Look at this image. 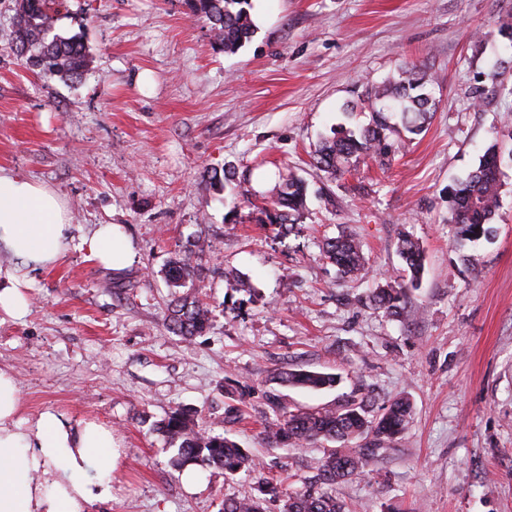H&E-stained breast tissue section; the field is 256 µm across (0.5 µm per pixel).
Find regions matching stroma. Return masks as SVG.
<instances>
[{
    "label": "stroma",
    "mask_w": 512,
    "mask_h": 512,
    "mask_svg": "<svg viewBox=\"0 0 512 512\" xmlns=\"http://www.w3.org/2000/svg\"><path fill=\"white\" fill-rule=\"evenodd\" d=\"M252 4L257 31L228 56L185 0H64L56 33L82 35L93 57L66 84L12 51L16 0H0V170L54 189L71 216L61 262L26 273L28 315L0 321V368L15 376L27 417L51 409L111 427L112 500L93 512H220L262 479L298 489L325 445L268 443L278 406L364 398L378 414L400 397L409 428L337 484V499L351 512H512V165L491 240L456 249L448 208L492 127L512 118L510 95L470 99L475 73L512 58L497 33L512 0ZM408 61L437 79L427 130L390 165L363 162L327 181L312 159L320 137L343 121V104ZM227 163L236 208L206 176ZM287 168L310 184L289 232L258 211ZM101 224L121 225L131 266L90 257L84 241ZM342 230L362 246V277L339 278L322 254ZM404 232L425 269L393 316L370 296L399 282ZM188 250L201 277L184 289L205 294L210 310L190 341L165 322L175 293L165 272ZM298 369L341 381L278 383ZM178 407L198 409L203 428L248 449L258 468L205 470L185 486L155 428Z\"/></svg>",
    "instance_id": "obj_1"
}]
</instances>
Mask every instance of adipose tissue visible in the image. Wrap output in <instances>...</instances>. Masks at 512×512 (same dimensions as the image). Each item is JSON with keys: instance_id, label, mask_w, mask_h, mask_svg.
<instances>
[{"instance_id": "obj_1", "label": "adipose tissue", "mask_w": 512, "mask_h": 512, "mask_svg": "<svg viewBox=\"0 0 512 512\" xmlns=\"http://www.w3.org/2000/svg\"><path fill=\"white\" fill-rule=\"evenodd\" d=\"M70 226L58 193L0 171V250L17 259L18 268L58 264ZM85 245L110 268H123L135 257L112 224L99 225ZM18 268H0V312L16 320L29 312ZM115 461L111 427L52 410L23 417L19 385L0 369V512H87L94 503L111 501Z\"/></svg>"}]
</instances>
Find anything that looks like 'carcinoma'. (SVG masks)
Here are the masks:
<instances>
[{"instance_id":"cac0c4a2","label":"carcinoma","mask_w":512,"mask_h":512,"mask_svg":"<svg viewBox=\"0 0 512 512\" xmlns=\"http://www.w3.org/2000/svg\"><path fill=\"white\" fill-rule=\"evenodd\" d=\"M191 16L205 21L215 43L227 55L235 54L252 39L255 26L251 18L252 0H187ZM57 9L54 0H19L15 14L17 55L39 75H49L63 82L75 83L89 71L93 58L81 37H65L54 32ZM433 78L416 64L405 63L397 76L378 86L365 89L361 111L370 113L369 122L359 128L339 123L324 136L315 151V163L324 178L333 182L348 169L366 159L380 166L392 160L404 143L405 134L419 135L436 112L432 91ZM512 124L504 121L493 127L492 139L479 156L478 165L448 190L451 222L457 226V240L475 242L492 235V220L500 207L501 174L505 163H512ZM307 184L290 173L273 190L271 207L263 209V223L283 227L293 225L306 208ZM324 257L347 275L365 270L359 244L347 235L328 238L323 243ZM398 254L414 284L424 270L420 247L404 236L398 242ZM171 282L178 284L198 277L193 252L171 261ZM404 287L379 288L372 294L374 304L391 315L404 309ZM209 307L200 293L175 297L167 306V328L190 339L201 334L209 321ZM281 382L310 389L333 387L334 374L311 370H293L280 375ZM279 418L266 430L267 439L298 447L319 440L346 442L359 435H373L377 445L393 441L407 429L410 405L399 399L385 408L375 420L367 417V407L353 400L339 408L314 410L278 407ZM159 430L176 448L172 464H188L203 470L221 469L226 475L258 466L248 450L230 438L199 426L198 414L177 408L159 423ZM368 463L363 448H344L341 456L331 449L314 464V474L305 486L288 493L278 485L264 483L257 494L224 499L222 512H264L265 496H284L283 512H346V506L329 492L336 483L359 472Z\"/></svg>"}]
</instances>
